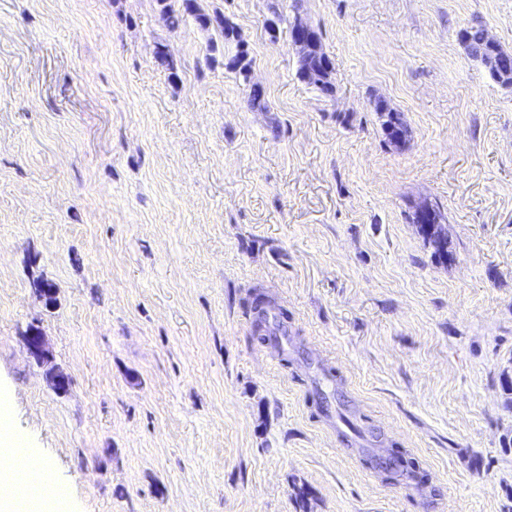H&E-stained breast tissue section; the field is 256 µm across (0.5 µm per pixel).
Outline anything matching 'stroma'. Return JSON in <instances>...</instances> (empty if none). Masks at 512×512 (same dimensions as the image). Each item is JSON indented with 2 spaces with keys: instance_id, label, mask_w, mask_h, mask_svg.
<instances>
[{
  "instance_id": "obj_1",
  "label": "stroma",
  "mask_w": 512,
  "mask_h": 512,
  "mask_svg": "<svg viewBox=\"0 0 512 512\" xmlns=\"http://www.w3.org/2000/svg\"><path fill=\"white\" fill-rule=\"evenodd\" d=\"M199 3L268 111L224 67L235 43L157 0H0L13 431L63 512H512V88L459 39L479 24L512 52V0ZM276 12L321 32L333 96L270 38ZM425 203L450 260L412 220ZM259 291L287 354L254 337ZM366 448L428 483L382 482ZM161 5V18L169 27H177L183 20L185 14L194 16L199 26L205 30L213 29L217 31L224 40H233L234 27L219 26L213 27L211 21L213 18L224 15V13L215 12L208 14L203 12L197 0H157ZM229 61H232L235 66L231 67L228 64L224 65L231 71H234L236 74H238V76L242 78L243 82L248 85L247 82H249L251 60L248 59L247 51H238L234 57L229 59ZM248 102L253 108L265 111H268L269 109V105L265 97V92L262 87L260 88L257 85L249 86ZM23 341L29 355L39 364L43 365L51 362V353L47 347L45 336L38 327H30L23 336ZM395 456L397 458L398 465L394 472L383 474L378 471L382 475L384 481L391 483L399 482L400 479H405L417 482V480L426 474L418 461L411 457L406 451L397 449Z\"/></svg>"
}]
</instances>
